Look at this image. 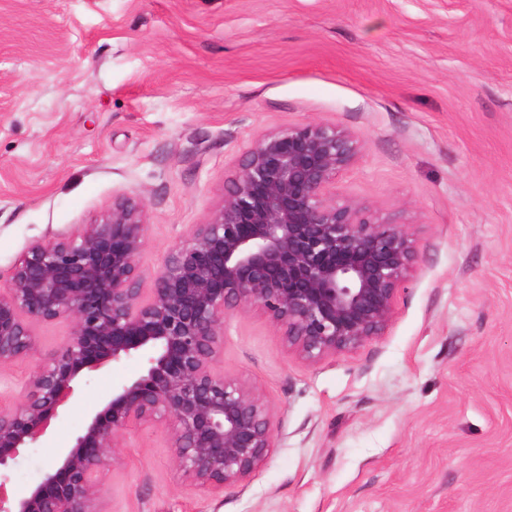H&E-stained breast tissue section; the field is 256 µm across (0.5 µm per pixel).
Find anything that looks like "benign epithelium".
Listing matches in <instances>:
<instances>
[{"label": "benign epithelium", "instance_id": "7a95c632", "mask_svg": "<svg viewBox=\"0 0 512 512\" xmlns=\"http://www.w3.org/2000/svg\"><path fill=\"white\" fill-rule=\"evenodd\" d=\"M362 146L350 132L308 121L268 132L239 158L222 205L196 224L152 276L145 204L121 195L77 233L32 245L0 281V368L35 352L36 322L70 333L0 410V469L45 433L85 371L140 356L139 375L112 389L43 480L0 512H107L102 475L125 432L169 429L174 461L212 494L247 481L274 447L258 391L214 370L234 312L259 309L288 351L309 363L382 335L418 253L410 224L342 195L336 175Z\"/></svg>", "mask_w": 512, "mask_h": 512}]
</instances>
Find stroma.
Masks as SVG:
<instances>
[{"instance_id":"stroma-1","label":"stroma","mask_w":512,"mask_h":512,"mask_svg":"<svg viewBox=\"0 0 512 512\" xmlns=\"http://www.w3.org/2000/svg\"><path fill=\"white\" fill-rule=\"evenodd\" d=\"M308 121L361 141L345 193L413 227L391 325L310 365L260 311L234 314L216 370L271 407L267 461L213 495L164 427L137 426L108 512H512V0H0V278L120 194L146 205L153 275L244 149ZM34 331L37 351L0 369V407L69 326ZM141 370L84 374L6 471L10 495Z\"/></svg>"}]
</instances>
